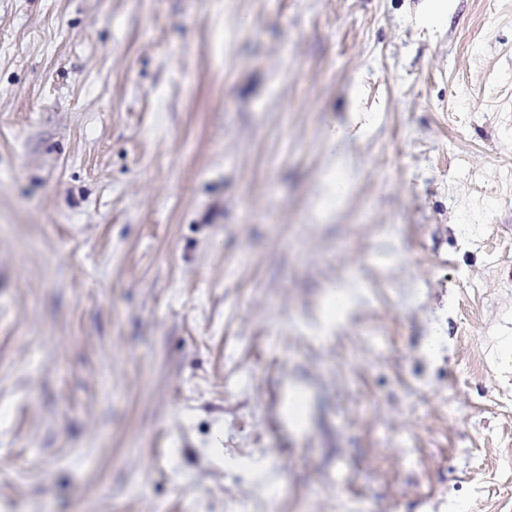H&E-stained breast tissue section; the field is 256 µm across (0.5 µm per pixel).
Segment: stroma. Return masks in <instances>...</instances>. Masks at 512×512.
<instances>
[{"mask_svg": "<svg viewBox=\"0 0 512 512\" xmlns=\"http://www.w3.org/2000/svg\"><path fill=\"white\" fill-rule=\"evenodd\" d=\"M432 11L0 0V512H512V0ZM331 288L329 300L332 307L323 309L315 321V328L320 334H330L337 329L356 305V294L349 281L337 282Z\"/></svg>", "mask_w": 512, "mask_h": 512, "instance_id": "35a3bbf8", "label": "stroma"}]
</instances>
